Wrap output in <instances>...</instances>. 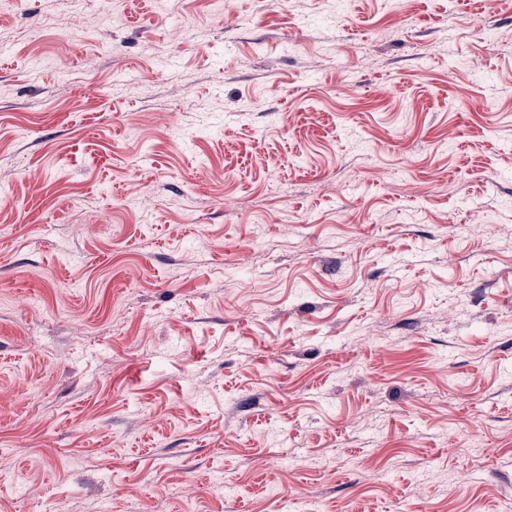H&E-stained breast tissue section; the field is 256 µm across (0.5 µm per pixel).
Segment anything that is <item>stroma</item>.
Listing matches in <instances>:
<instances>
[{
  "label": "stroma",
  "instance_id": "1",
  "mask_svg": "<svg viewBox=\"0 0 512 512\" xmlns=\"http://www.w3.org/2000/svg\"><path fill=\"white\" fill-rule=\"evenodd\" d=\"M111 9L0 0V512H500L512 0Z\"/></svg>",
  "mask_w": 512,
  "mask_h": 512
}]
</instances>
